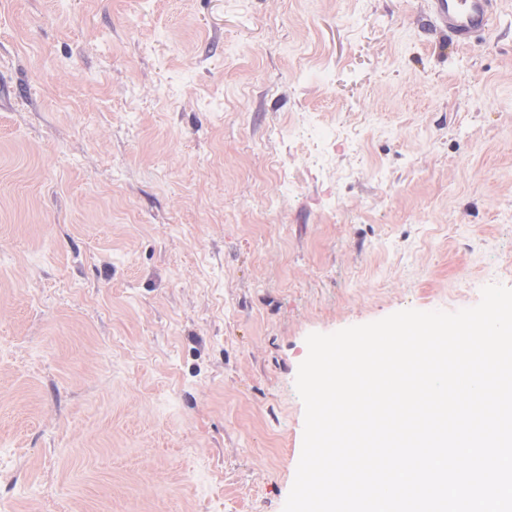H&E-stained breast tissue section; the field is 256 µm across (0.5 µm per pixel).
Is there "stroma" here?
<instances>
[{
  "mask_svg": "<svg viewBox=\"0 0 512 512\" xmlns=\"http://www.w3.org/2000/svg\"><path fill=\"white\" fill-rule=\"evenodd\" d=\"M426 10L0 0V512H283L308 334L512 287V0ZM427 14L435 30L457 44L468 45L494 21L496 0H427Z\"/></svg>",
  "mask_w": 512,
  "mask_h": 512,
  "instance_id": "1",
  "label": "stroma"
}]
</instances>
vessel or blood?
<instances>
[{
	"label": "vessel or blood",
	"instance_id": "obj_1",
	"mask_svg": "<svg viewBox=\"0 0 512 512\" xmlns=\"http://www.w3.org/2000/svg\"><path fill=\"white\" fill-rule=\"evenodd\" d=\"M496 0H427V14L441 34L467 45L494 21Z\"/></svg>",
	"mask_w": 512,
	"mask_h": 512
}]
</instances>
